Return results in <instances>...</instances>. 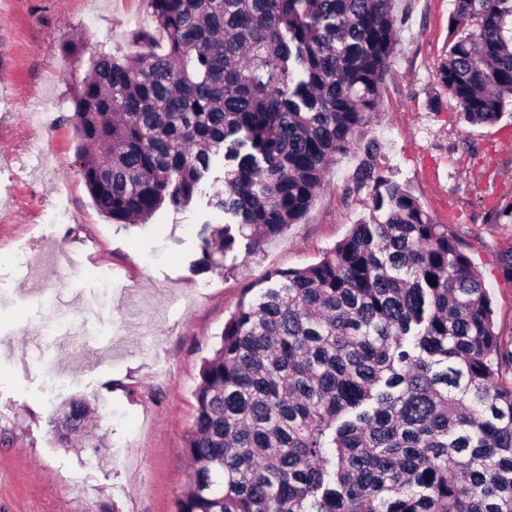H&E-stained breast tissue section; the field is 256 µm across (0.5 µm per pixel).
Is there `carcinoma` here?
<instances>
[{
    "label": "carcinoma",
    "instance_id": "cac0c4a2",
    "mask_svg": "<svg viewBox=\"0 0 512 512\" xmlns=\"http://www.w3.org/2000/svg\"><path fill=\"white\" fill-rule=\"evenodd\" d=\"M436 71L470 124L512 112V0H453ZM166 44L100 52L76 87L82 175L115 222L187 206L215 156L235 218L202 225L204 262L307 212L380 106L395 0H148ZM369 217L322 260L270 273L204 361L177 512H512V352L448 225L373 163ZM512 224V202L489 213ZM434 283H429V280ZM58 407L62 438L90 422Z\"/></svg>",
    "mask_w": 512,
    "mask_h": 512
}]
</instances>
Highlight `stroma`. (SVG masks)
Listing matches in <instances>:
<instances>
[{"label": "stroma", "mask_w": 512, "mask_h": 512, "mask_svg": "<svg viewBox=\"0 0 512 512\" xmlns=\"http://www.w3.org/2000/svg\"><path fill=\"white\" fill-rule=\"evenodd\" d=\"M452 0H396L403 22L383 102L333 163L299 223L208 268L201 224L224 187L215 161L192 203L136 224L112 221L81 174L74 88L89 60L137 50L155 31L148 0H0V512H176L192 466L183 448L201 366L224 325L268 274L319 262L368 215L353 177L374 163L407 184L462 243L512 351V224L490 209L512 197V118L465 122L438 83ZM82 41L80 54L66 50ZM89 401L92 439L59 442L65 400Z\"/></svg>", "instance_id": "1"}]
</instances>
